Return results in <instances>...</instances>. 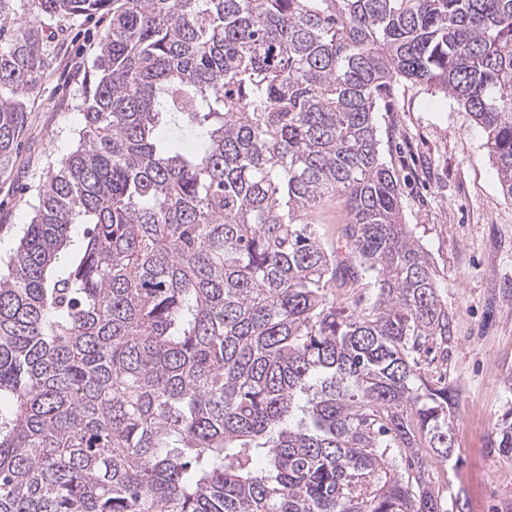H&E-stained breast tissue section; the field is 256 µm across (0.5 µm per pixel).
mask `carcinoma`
Wrapping results in <instances>:
<instances>
[{"mask_svg": "<svg viewBox=\"0 0 512 512\" xmlns=\"http://www.w3.org/2000/svg\"><path fill=\"white\" fill-rule=\"evenodd\" d=\"M0 0V165L51 67L42 22L106 14L74 152L0 258V512H443L453 317L377 147L382 91L436 87L512 201V0ZM195 148L170 151L163 118ZM345 202L358 265L312 209ZM364 311L336 303L361 276ZM512 459V410L494 448ZM345 206L342 198L334 197L313 210L310 218L316 224L323 247L332 255L339 253V259L351 262L347 249L343 246V240H338V232L341 222L345 219ZM348 258V259H346Z\"/></svg>", "mask_w": 512, "mask_h": 512, "instance_id": "cac0c4a2", "label": "carcinoma"}]
</instances>
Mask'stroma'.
<instances>
[{"mask_svg":"<svg viewBox=\"0 0 512 512\" xmlns=\"http://www.w3.org/2000/svg\"><path fill=\"white\" fill-rule=\"evenodd\" d=\"M106 17L44 25L55 61L29 94L27 125L0 174V255L16 247L50 166L78 144L79 94L92 70ZM378 150L401 188L403 221L428 251L456 333L447 359L425 362L456 389L450 421L454 454L433 466L446 512H512V462L491 453L495 428L512 409V202L504 199L486 137L470 113L430 85L400 82L374 114ZM342 198L311 218L329 253L347 258L338 238Z\"/></svg>","mask_w":512,"mask_h":512,"instance_id":"obj_1","label":"stroma"}]
</instances>
